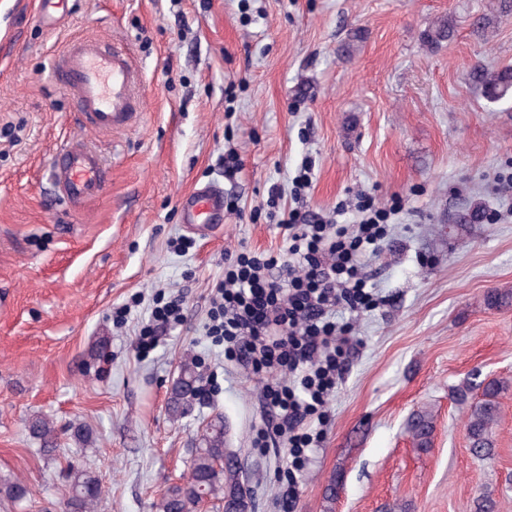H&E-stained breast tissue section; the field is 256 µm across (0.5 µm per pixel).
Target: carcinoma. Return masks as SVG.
Segmentation results:
<instances>
[{"label":"carcinoma","instance_id":"obj_1","mask_svg":"<svg viewBox=\"0 0 512 512\" xmlns=\"http://www.w3.org/2000/svg\"><path fill=\"white\" fill-rule=\"evenodd\" d=\"M449 36L448 20L441 19L425 30L423 41L438 47ZM476 77L489 102L512 100V68L481 69ZM199 382L196 361L192 358L184 360L168 400L171 415L180 416L192 405L200 393ZM511 389V381L490 379L478 384L466 381L452 390L455 403L467 407L469 450L478 459L495 456L494 426L500 418V399ZM28 429L31 437L39 441L40 454L49 456L58 450L57 432L49 420L36 417L29 421ZM408 429L417 447H430L433 415L427 410L416 412ZM65 482L68 487L65 512H95V504L102 493L95 471L85 464L70 462L65 469ZM203 500L218 502L222 512H249L251 509L237 459L224 448V420L221 417L207 425L201 446L195 449L191 459L187 480L168 487L155 509L156 512H198Z\"/></svg>","mask_w":512,"mask_h":512}]
</instances>
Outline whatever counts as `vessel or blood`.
<instances>
[{
	"label": "vessel or blood",
	"instance_id": "b4317fda",
	"mask_svg": "<svg viewBox=\"0 0 512 512\" xmlns=\"http://www.w3.org/2000/svg\"><path fill=\"white\" fill-rule=\"evenodd\" d=\"M65 0H35L37 21L53 28ZM57 82L80 112L88 128L109 132L136 119V73L130 56L120 49L102 47L92 39L72 41L54 69ZM108 169L84 143L73 141L53 157L51 176L59 197L70 207H80L106 189ZM184 223L215 230L224 222V197L215 190L198 188L181 196Z\"/></svg>",
	"mask_w": 512,
	"mask_h": 512
}]
</instances>
